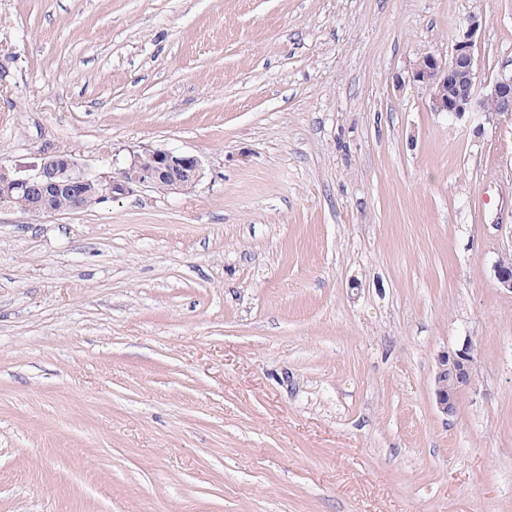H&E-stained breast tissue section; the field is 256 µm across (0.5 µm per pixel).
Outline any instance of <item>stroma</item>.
<instances>
[{"label": "stroma", "mask_w": 512, "mask_h": 512, "mask_svg": "<svg viewBox=\"0 0 512 512\" xmlns=\"http://www.w3.org/2000/svg\"><path fill=\"white\" fill-rule=\"evenodd\" d=\"M475 13L512 69V0H0V162L203 164L0 210V512H512V120L406 80ZM202 175L203 166L199 157L161 147L132 151L122 167L108 177L91 176L73 154L58 153L42 157L39 163L28 169L1 163L0 196L3 200L9 199L4 202L8 208L36 214L31 208L36 205L35 199L13 195L18 191L31 192L39 196V209L43 214H53L57 211L52 199L57 192L68 194L56 199V208L61 212L117 200L142 187L157 186L155 189L163 192L166 189L174 193L185 191L197 184ZM93 183L97 185L98 198L89 188L85 199L76 207L74 202L80 203L85 187ZM473 363L474 347L468 339L439 356L434 381L435 401L441 413L452 415L456 412L461 390L472 381Z\"/></svg>", "instance_id": "1"}]
</instances>
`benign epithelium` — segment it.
Here are the masks:
<instances>
[{
	"instance_id": "7a95c632",
	"label": "benign epithelium",
	"mask_w": 512,
	"mask_h": 512,
	"mask_svg": "<svg viewBox=\"0 0 512 512\" xmlns=\"http://www.w3.org/2000/svg\"><path fill=\"white\" fill-rule=\"evenodd\" d=\"M485 19L469 16L451 39L448 58L432 53L421 55L413 64L408 80L424 88L433 112L446 113L455 120L479 114L493 124L503 117L512 118V72L498 73L490 81L482 80L475 58V48ZM203 175L202 161L191 154L161 147H144L130 153V158L112 175H90L72 154H52L27 169L0 164V198L13 193L31 192L39 196V209L55 213L52 199L65 192L78 203L84 189L97 185L98 201L117 200L142 187L164 184L169 192L192 188ZM474 347L470 340L450 349L438 358L435 375V401L445 415L456 412L460 392L470 385Z\"/></svg>"
}]
</instances>
